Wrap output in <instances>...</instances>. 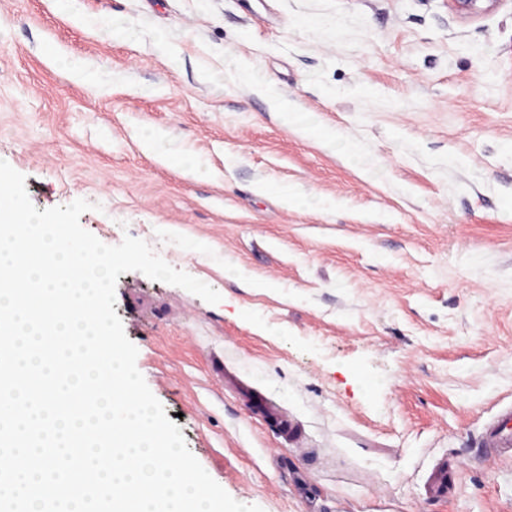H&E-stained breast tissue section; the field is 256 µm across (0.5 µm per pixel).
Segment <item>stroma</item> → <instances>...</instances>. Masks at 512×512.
<instances>
[{"label":"stroma","instance_id":"35a3bbf8","mask_svg":"<svg viewBox=\"0 0 512 512\" xmlns=\"http://www.w3.org/2000/svg\"><path fill=\"white\" fill-rule=\"evenodd\" d=\"M0 159L220 293L131 271L114 309L235 500L512 512V0H0ZM482 446L493 448L497 454L512 455V406L484 423Z\"/></svg>","mask_w":512,"mask_h":512}]
</instances>
